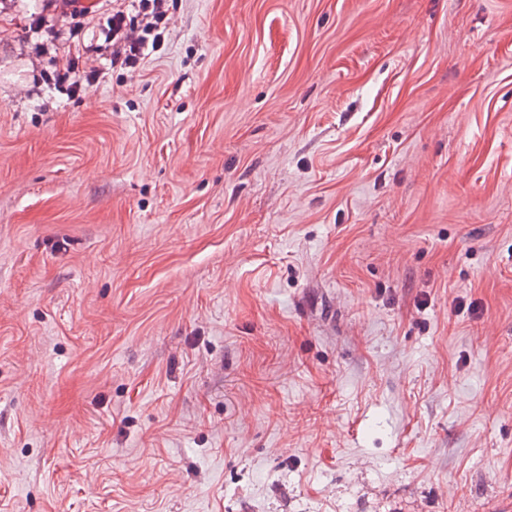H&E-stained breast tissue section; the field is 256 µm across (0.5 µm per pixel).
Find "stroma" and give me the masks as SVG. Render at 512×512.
<instances>
[{"instance_id": "stroma-1", "label": "stroma", "mask_w": 512, "mask_h": 512, "mask_svg": "<svg viewBox=\"0 0 512 512\" xmlns=\"http://www.w3.org/2000/svg\"><path fill=\"white\" fill-rule=\"evenodd\" d=\"M170 2L0 0V512H500L512 0ZM127 2V4H126ZM169 0H104L106 20L101 24L104 49H111L110 68L133 77L145 60L165 42ZM111 47V48H110ZM77 39L75 40V38ZM70 44L64 56L53 62V69L47 75V81L57 88L65 89L71 97H81L90 88L105 82L106 69L96 65L93 54L102 50L103 45L93 48L81 44L77 34L70 32Z\"/></svg>"}]
</instances>
